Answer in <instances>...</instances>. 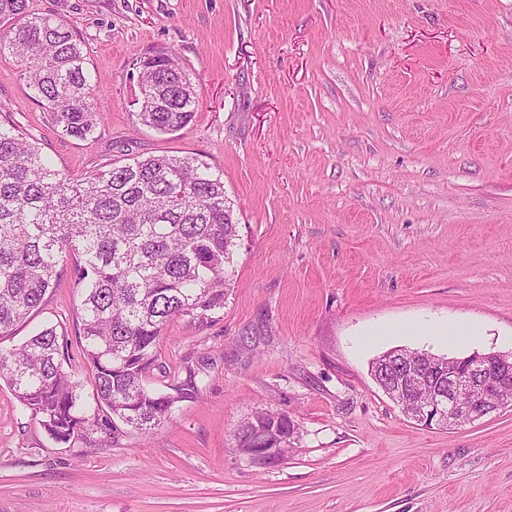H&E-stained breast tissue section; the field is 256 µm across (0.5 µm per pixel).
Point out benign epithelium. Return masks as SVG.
I'll return each instance as SVG.
<instances>
[{
  "instance_id": "1",
  "label": "benign epithelium",
  "mask_w": 512,
  "mask_h": 512,
  "mask_svg": "<svg viewBox=\"0 0 512 512\" xmlns=\"http://www.w3.org/2000/svg\"><path fill=\"white\" fill-rule=\"evenodd\" d=\"M438 366V358L419 353L409 366L395 357L372 375L407 417L426 427L460 426L479 420L500 408L498 404H488V398L497 396L505 386L512 387V353H473L446 374L439 373ZM417 374L434 380L436 391L423 403H408L404 379ZM241 452L258 462L279 459L277 448H243Z\"/></svg>"
}]
</instances>
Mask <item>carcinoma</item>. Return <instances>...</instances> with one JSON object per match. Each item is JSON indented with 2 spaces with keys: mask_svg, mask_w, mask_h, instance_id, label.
Listing matches in <instances>:
<instances>
[{
  "mask_svg": "<svg viewBox=\"0 0 512 512\" xmlns=\"http://www.w3.org/2000/svg\"><path fill=\"white\" fill-rule=\"evenodd\" d=\"M6 52L59 133L95 141L100 84L89 80L77 32L54 15L31 14L29 0H0ZM136 65L142 124L166 134L186 128L198 97L177 53L153 49ZM237 237L223 174L197 156L133 157L74 178L52 167L14 122L0 120V340L41 307L72 255L81 290L77 346L88 371L65 368L71 341L45 326L0 347V380L55 441L77 434L110 448L131 432H155L203 382L191 367L181 380L160 365L163 330L173 318L207 325L224 310ZM156 369L164 374L159 390L151 387ZM290 422L257 409L234 429L235 447L256 448L269 429Z\"/></svg>",
  "mask_w": 512,
  "mask_h": 512,
  "instance_id": "cac0c4a2",
  "label": "carcinoma"
}]
</instances>
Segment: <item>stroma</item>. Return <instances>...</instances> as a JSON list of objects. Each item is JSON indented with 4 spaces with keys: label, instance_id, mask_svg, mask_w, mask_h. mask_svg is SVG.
Segmentation results:
<instances>
[{
    "label": "stroma",
    "instance_id": "obj_1",
    "mask_svg": "<svg viewBox=\"0 0 512 512\" xmlns=\"http://www.w3.org/2000/svg\"><path fill=\"white\" fill-rule=\"evenodd\" d=\"M80 35L105 114L61 136L11 56L0 104L74 177L133 156L224 172L235 277L203 329L172 320L171 369L204 374L154 434L52 440L0 382V512H512V405L450 429L409 420L370 362L402 346L512 351V0H29ZM177 52L196 85L174 134L137 116L136 58ZM70 275L12 336L76 338ZM477 334L447 345L439 324ZM290 415L266 465L234 446ZM293 419L282 412L267 409H256L250 416L243 419L234 429L235 448L253 461L271 462L279 459V448H260L262 438L274 426L285 430L288 435V424Z\"/></svg>",
    "mask_w": 512,
    "mask_h": 512
}]
</instances>
